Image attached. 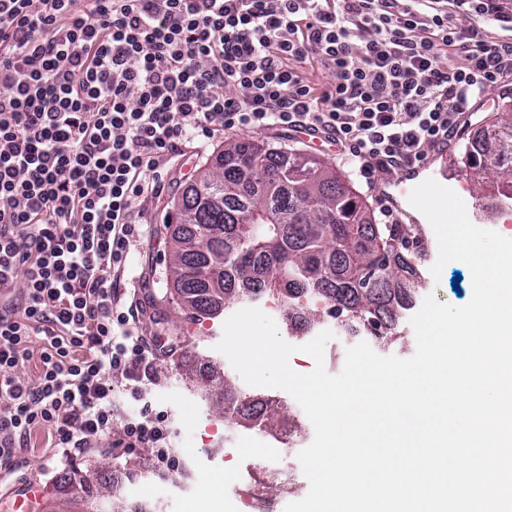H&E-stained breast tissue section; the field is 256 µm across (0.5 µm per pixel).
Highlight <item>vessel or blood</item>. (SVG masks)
Instances as JSON below:
<instances>
[{
  "label": "vessel or blood",
  "mask_w": 512,
  "mask_h": 512,
  "mask_svg": "<svg viewBox=\"0 0 512 512\" xmlns=\"http://www.w3.org/2000/svg\"><path fill=\"white\" fill-rule=\"evenodd\" d=\"M447 158L448 147L442 144L428 149L423 159L380 178L378 195L399 223L426 224V217L410 204L408 197L416 185L429 178L452 186L456 175L449 169Z\"/></svg>",
  "instance_id": "b4317fda"
}]
</instances>
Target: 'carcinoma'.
<instances>
[{
	"mask_svg": "<svg viewBox=\"0 0 512 512\" xmlns=\"http://www.w3.org/2000/svg\"><path fill=\"white\" fill-rule=\"evenodd\" d=\"M484 136L495 154L462 158L470 168L499 179L498 195L512 198V123L489 122ZM217 172L221 203L188 187L172 218L173 287L188 313L210 314L228 300L273 299L288 321L315 300L340 326H356L380 346L397 337L389 317L414 294L416 245L403 224L373 223L345 174L317 158L242 137L224 146ZM251 409L246 394L227 386L224 410Z\"/></svg>",
	"mask_w": 512,
	"mask_h": 512,
	"instance_id": "obj_1",
	"label": "carcinoma"
}]
</instances>
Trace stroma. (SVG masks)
<instances>
[{
  "label": "stroma",
  "mask_w": 512,
  "mask_h": 512,
  "mask_svg": "<svg viewBox=\"0 0 512 512\" xmlns=\"http://www.w3.org/2000/svg\"><path fill=\"white\" fill-rule=\"evenodd\" d=\"M249 134L272 147L295 148L341 169L365 200L372 220L382 223V202L374 191L373 181L364 178L357 165L338 154L334 145L274 129L249 132L237 127L218 131L193 128L183 156L163 167L161 193L133 202L137 222L148 225L149 230L131 247L122 281L123 288L136 290L145 311L141 322L144 334L178 335L181 347L158 364L153 379L143 388L141 399L130 395L122 374L112 377L113 397L121 415L139 414L146 405L153 411L167 412L171 446L178 460L192 455L199 459L193 486L186 493H159V484L165 483L169 474L153 467V450L146 445L117 458L102 455L76 461L66 460L60 454L47 456L36 448L27 452L25 459L35 475L36 488L44 493L37 512H90L94 505L112 504L107 489L120 477L129 480L131 494L155 506L156 512H191L202 492L220 477L224 480V489L219 494L224 512H249L235 491L239 471L262 479L264 466L282 454L279 441L282 429L302 419L304 411L290 394L277 388L246 385L227 357L217 351L223 324L238 311V304H227L216 318L185 314L176 300L170 275L173 247L167 224L179 196L197 181L205 168L215 165L227 143ZM420 272L422 295L432 294L438 302L455 306L470 301L472 277L463 262H449L437 279L433 278L429 265H422ZM456 274L461 280L455 285L451 279ZM228 379L247 396H274L282 400L284 409L279 425L260 428L241 418L224 415V382ZM218 443L224 446L223 456L209 457V448Z\"/></svg>",
  "instance_id": "1"
}]
</instances>
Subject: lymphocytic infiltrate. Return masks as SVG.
I'll return each instance as SVG.
<instances>
[{"mask_svg": "<svg viewBox=\"0 0 512 512\" xmlns=\"http://www.w3.org/2000/svg\"><path fill=\"white\" fill-rule=\"evenodd\" d=\"M453 10L484 23L449 26ZM310 58L331 90L302 76ZM511 77L501 0H0V464L39 432L53 454L98 450L113 372L137 398L174 353L138 334L120 285L143 233L132 203L190 128L303 133L372 177L450 141L463 105ZM170 434L165 413L130 417L109 451L148 445L170 470Z\"/></svg>", "mask_w": 512, "mask_h": 512, "instance_id": "f902f5d3", "label": "lymphocytic infiltrate"}]
</instances>
